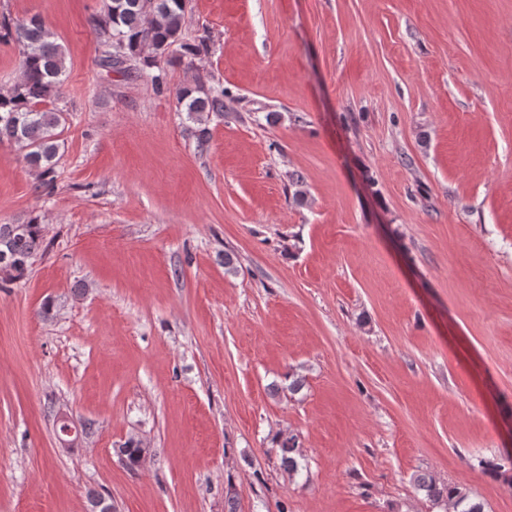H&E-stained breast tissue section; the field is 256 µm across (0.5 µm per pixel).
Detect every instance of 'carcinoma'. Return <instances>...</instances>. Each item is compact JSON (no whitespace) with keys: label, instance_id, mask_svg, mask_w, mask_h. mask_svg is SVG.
<instances>
[{"label":"carcinoma","instance_id":"obj_1","mask_svg":"<svg viewBox=\"0 0 512 512\" xmlns=\"http://www.w3.org/2000/svg\"><path fill=\"white\" fill-rule=\"evenodd\" d=\"M187 10L186 0H103L100 14L91 18L96 39L102 48L99 65L126 75L150 78L156 89L164 86L162 64L170 62L173 47L179 44ZM8 40L18 48L17 79L0 92V141L16 143L23 160L41 180L54 181L56 167L64 148L62 133L68 113L56 106L66 78L67 55L55 33L40 18L13 20L0 17V41ZM121 44V55L114 57V43ZM181 45V44H179ZM190 55L200 46L181 45ZM179 111L194 123L204 115H224V90L215 89L199 77L178 89ZM44 226L37 220L26 224H0V278L19 280L43 250ZM280 451L282 467L293 476L299 474L300 442L295 435L273 438ZM131 469H137L150 449L133 438L116 449ZM492 477L512 487V454L482 462ZM418 491L434 506L448 512H484V504L458 486L439 482L430 473L413 477Z\"/></svg>","mask_w":512,"mask_h":512}]
</instances>
